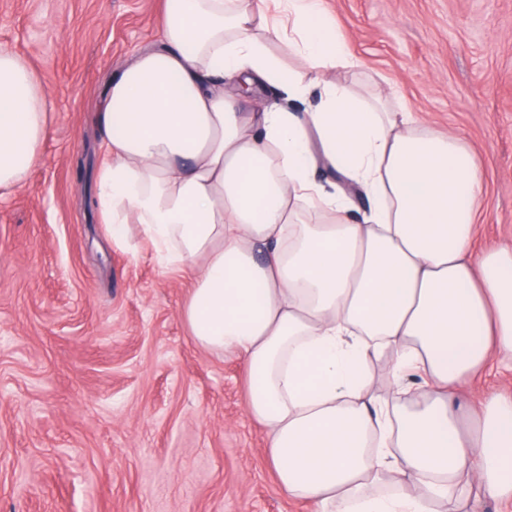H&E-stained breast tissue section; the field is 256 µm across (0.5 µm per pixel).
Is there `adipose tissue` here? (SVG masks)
<instances>
[{
    "label": "adipose tissue",
    "mask_w": 512,
    "mask_h": 512,
    "mask_svg": "<svg viewBox=\"0 0 512 512\" xmlns=\"http://www.w3.org/2000/svg\"><path fill=\"white\" fill-rule=\"evenodd\" d=\"M278 8L164 0L159 43L95 115L100 221L116 237L138 225L163 266L192 267L182 317L241 358L283 493L314 512H457L463 486L512 501V393H485L471 417L458 401L490 361L512 362V249L471 255L482 165L374 83L325 80L354 61L323 0ZM257 85L281 99L245 111ZM50 113L37 70L1 50L0 189L40 162ZM323 165L340 182L317 181ZM350 184L369 198L359 221ZM375 359L395 404L373 391ZM389 472L396 492L369 493Z\"/></svg>",
    "instance_id": "ef3b65f1"
}]
</instances>
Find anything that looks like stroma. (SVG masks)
<instances>
[{
	"label": "stroma",
	"instance_id": "stroma-1",
	"mask_svg": "<svg viewBox=\"0 0 512 512\" xmlns=\"http://www.w3.org/2000/svg\"><path fill=\"white\" fill-rule=\"evenodd\" d=\"M357 67L481 160L476 249H512V0H324ZM161 0H0V49L53 108L41 162L0 193V512H312L280 492L239 358L190 336V270L88 200L94 114L158 43Z\"/></svg>",
	"mask_w": 512,
	"mask_h": 512
}]
</instances>
